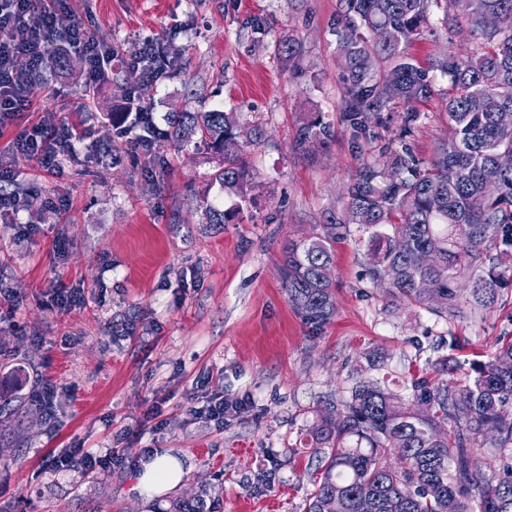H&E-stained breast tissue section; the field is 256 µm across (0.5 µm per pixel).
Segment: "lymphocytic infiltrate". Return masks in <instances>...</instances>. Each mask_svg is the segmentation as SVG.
Wrapping results in <instances>:
<instances>
[{
	"label": "lymphocytic infiltrate",
	"instance_id": "1",
	"mask_svg": "<svg viewBox=\"0 0 512 512\" xmlns=\"http://www.w3.org/2000/svg\"><path fill=\"white\" fill-rule=\"evenodd\" d=\"M61 0H0V128L12 123L30 107L29 90L42 81L51 53L76 51L82 60L83 84L94 89L104 83L115 60H122L134 81H155L164 73L168 59L160 52L161 41L144 39L128 58H119L111 44L91 36L76 21L60 22ZM81 137L77 123L56 125L45 121L17 139L18 160L37 162L45 171L61 169L75 159L74 143ZM0 160V183L11 182L17 162ZM126 450L108 449L97 455L80 448H63L46 459L52 470H79L90 474L98 468L129 461Z\"/></svg>",
	"mask_w": 512,
	"mask_h": 512
}]
</instances>
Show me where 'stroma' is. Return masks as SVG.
I'll list each match as a JSON object with an SVG mask.
<instances>
[{"label": "stroma", "mask_w": 512, "mask_h": 512, "mask_svg": "<svg viewBox=\"0 0 512 512\" xmlns=\"http://www.w3.org/2000/svg\"><path fill=\"white\" fill-rule=\"evenodd\" d=\"M336 4L67 0L68 19L121 56L156 34L171 44L167 73L135 87L155 120L221 107L263 135L244 146L254 170L244 200L212 181L223 157L204 143H166L148 160L110 122L131 86L118 64L91 95L77 74L36 86L31 110L0 130L5 157L44 115L72 116L83 131L77 162L59 174L20 162L7 187L32 206L0 221V512H165L179 496L213 512H306L326 454L307 447L306 432L357 377H376L368 354L385 355L397 380L432 372L446 354L469 371L512 340V275L493 308L454 320L389 305L364 276L359 231L336 245L330 323L312 330L289 303L284 247L342 206L360 163L342 129L315 157L295 148L299 113L340 122ZM290 36L301 51L287 60L274 47ZM474 45L468 27L436 20L409 52L424 65ZM434 83L406 138L424 162L449 135L448 80ZM205 197L238 217L203 223ZM58 287L76 292L75 306L53 304ZM453 336L462 343L454 351ZM46 384L49 411L32 400ZM219 393L241 405L220 422L200 413ZM57 448H124L133 461L90 477L51 471L45 459ZM154 452L177 457L184 476L148 497L135 485Z\"/></svg>", "instance_id": "1"}]
</instances>
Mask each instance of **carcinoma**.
<instances>
[{"instance_id":"obj_1","label":"carcinoma","mask_w":512,"mask_h":512,"mask_svg":"<svg viewBox=\"0 0 512 512\" xmlns=\"http://www.w3.org/2000/svg\"><path fill=\"white\" fill-rule=\"evenodd\" d=\"M442 13L447 27L470 25L475 47L420 66L410 46ZM498 18L488 28L483 19ZM336 63L343 85L341 124L352 149L362 153L371 124L400 104L402 130L419 119L416 105L435 92L433 71L448 78L449 138L428 163L406 146L388 141L374 160L358 166L339 210L324 213L311 234L285 247L280 267L289 301L305 323L320 328L335 314L336 282L322 271L333 265L336 243L352 225L368 234L366 277L385 289L386 300L416 306L439 318L464 316L463 306L489 308L505 273L512 271V170L495 163L512 153V0H338ZM337 130L320 112L303 113L298 149L309 156L325 149ZM224 153L215 181L243 198L253 174L237 114L172 112L162 140L186 146L193 137ZM494 181L498 192L483 194ZM206 223L226 224L233 212L205 204ZM428 251L435 261L418 263ZM494 259L502 267L486 268ZM389 387V379L359 377L346 398L319 415L308 437L329 448L316 468L306 512H330L340 496L345 512H512V342L463 380L425 373ZM495 428L491 438L482 429ZM496 448L498 469L487 475L470 467L475 451Z\"/></svg>"}]
</instances>
